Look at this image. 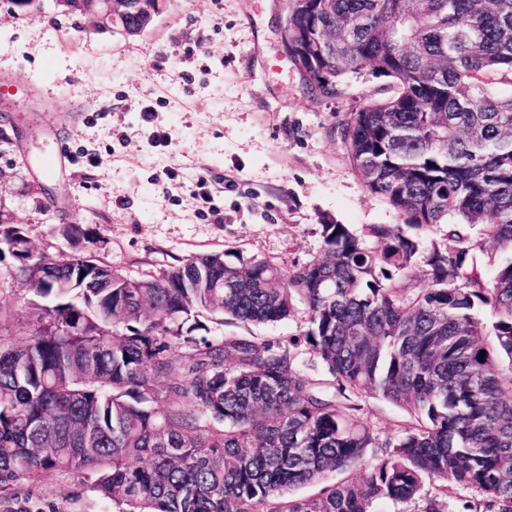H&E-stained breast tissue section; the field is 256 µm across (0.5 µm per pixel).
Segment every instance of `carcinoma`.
I'll use <instances>...</instances> for the list:
<instances>
[{"instance_id": "cac0c4a2", "label": "carcinoma", "mask_w": 512, "mask_h": 512, "mask_svg": "<svg viewBox=\"0 0 512 512\" xmlns=\"http://www.w3.org/2000/svg\"><path fill=\"white\" fill-rule=\"evenodd\" d=\"M304 2L289 43L331 96L366 66L387 80L339 134L402 223L371 226L373 248L325 221L299 267L226 249L145 279L79 277L15 235L16 278L48 303L35 333L0 342V503L55 470L93 475L113 512H512V96L496 90L512 85V0ZM439 224L443 244L427 240ZM419 267L428 286L410 294ZM298 304L286 347L192 335L206 312L268 324ZM362 396L414 422L383 435ZM450 485L475 495L451 507Z\"/></svg>"}]
</instances>
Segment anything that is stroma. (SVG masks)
Segmentation results:
<instances>
[{
	"label": "stroma",
	"instance_id": "1",
	"mask_svg": "<svg viewBox=\"0 0 512 512\" xmlns=\"http://www.w3.org/2000/svg\"><path fill=\"white\" fill-rule=\"evenodd\" d=\"M140 35L98 32L84 19L0 7V213L36 252L79 251L129 278L197 254L234 249L284 267L317 259L323 217L364 233L401 217L357 177L339 130L379 79L351 77L322 98L284 56L281 0H161ZM156 113L154 121L144 110ZM67 224L85 236L71 246ZM0 253V339L34 332L36 296ZM303 314L274 325L204 315L208 335L234 331L287 343ZM359 415L382 434L410 423L383 400ZM20 512H112L85 475L50 472L18 493Z\"/></svg>",
	"mask_w": 512,
	"mask_h": 512
}]
</instances>
